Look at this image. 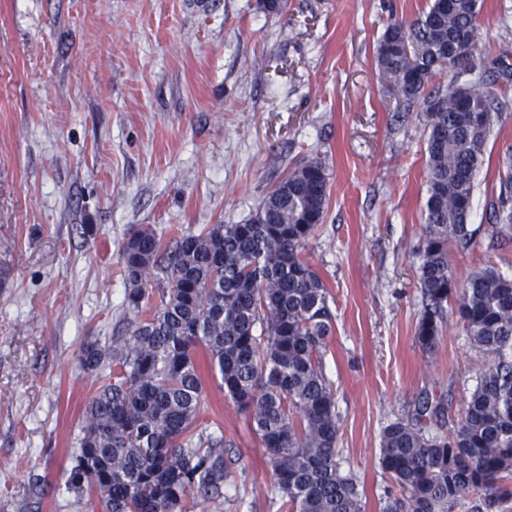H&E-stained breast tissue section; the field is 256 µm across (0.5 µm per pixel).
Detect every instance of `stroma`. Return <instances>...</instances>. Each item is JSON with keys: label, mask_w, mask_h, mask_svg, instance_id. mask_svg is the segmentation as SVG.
<instances>
[{"label": "stroma", "mask_w": 512, "mask_h": 512, "mask_svg": "<svg viewBox=\"0 0 512 512\" xmlns=\"http://www.w3.org/2000/svg\"><path fill=\"white\" fill-rule=\"evenodd\" d=\"M428 0H0V512H95L67 492L84 404L97 386L84 344L123 334L121 244L242 224L296 163L318 157L330 200L306 254L335 315L323 357L340 423V466L361 512L392 488L381 433L420 396L460 420L483 361L446 318L433 351L423 311L426 117L386 87L376 47L390 18ZM493 61L512 65V0H484ZM507 101L475 177L457 280L491 266L512 277V243L491 251L490 205L512 143ZM94 225V239L84 236ZM199 427L221 426L224 502L193 512H287L269 456L206 360Z\"/></svg>", "instance_id": "stroma-1"}]
</instances>
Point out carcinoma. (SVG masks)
<instances>
[{
  "label": "carcinoma",
  "mask_w": 512,
  "mask_h": 512,
  "mask_svg": "<svg viewBox=\"0 0 512 512\" xmlns=\"http://www.w3.org/2000/svg\"><path fill=\"white\" fill-rule=\"evenodd\" d=\"M482 0H429L409 23L389 24L379 76L426 114L425 236L417 275L426 304L415 329L433 351L451 314L482 354L464 414L442 432L443 399L421 397L384 427L378 466L394 491L383 512L491 509L512 499V278L484 268L458 283L449 247L468 248L475 175L505 103L484 74ZM449 86L435 87L441 74ZM491 223L512 231V145L502 156ZM328 168L288 170L246 224H211L164 241L149 224L121 244L124 308L134 316L110 341L86 344L85 371L103 380L85 406L65 482L102 488L103 512H188L224 496V434L196 432L204 404L196 359L269 454L291 512H361L340 471L335 394L323 370L334 334L327 286L305 250L329 203Z\"/></svg>",
  "instance_id": "carcinoma-1"
}]
</instances>
